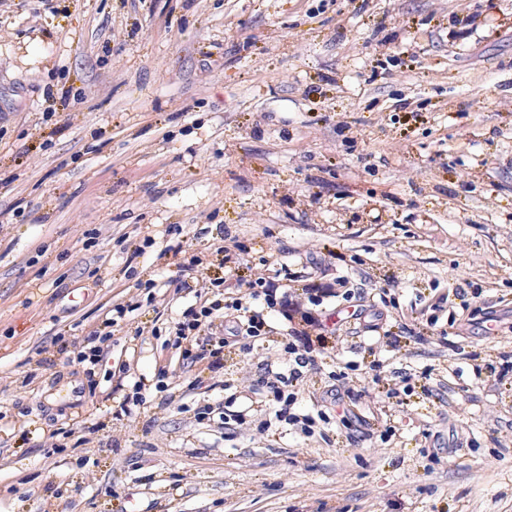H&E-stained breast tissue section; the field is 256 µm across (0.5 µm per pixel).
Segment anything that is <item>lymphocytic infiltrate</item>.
<instances>
[{
	"mask_svg": "<svg viewBox=\"0 0 512 512\" xmlns=\"http://www.w3.org/2000/svg\"><path fill=\"white\" fill-rule=\"evenodd\" d=\"M232 277L238 290L237 296L225 297L224 301L201 300L197 307L184 312L182 320L173 326L168 347L179 351L186 359L209 358L211 367L223 365V349L228 338L264 339L273 333H280V347L288 354L290 365L287 372L272 373L265 386L255 392V401L260 412L274 414L277 421L299 426L302 433H310L312 426L301 422L292 413L296 402L294 387L302 381L304 370L314 361V355L322 344L324 325L313 310L325 300L336 295L335 283H327L308 296L306 302H299L285 285V268L272 269L269 274H259L241 262L233 269ZM264 299L268 307L278 308L283 323L280 329H273L262 314L244 308L243 297ZM224 313V336L210 333L212 316L215 311Z\"/></svg>",
	"mask_w": 512,
	"mask_h": 512,
	"instance_id": "obj_1",
	"label": "lymphocytic infiltrate"
}]
</instances>
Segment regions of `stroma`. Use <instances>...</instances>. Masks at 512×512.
I'll return each instance as SVG.
<instances>
[{
    "mask_svg": "<svg viewBox=\"0 0 512 512\" xmlns=\"http://www.w3.org/2000/svg\"><path fill=\"white\" fill-rule=\"evenodd\" d=\"M8 2L0 512H512V0ZM227 235L293 291L330 264L386 297L323 304L298 407L347 370L328 439L194 415L282 362L165 344ZM163 367L168 391L122 414Z\"/></svg>",
    "mask_w": 512,
    "mask_h": 512,
    "instance_id": "35a3bbf8",
    "label": "stroma"
}]
</instances>
